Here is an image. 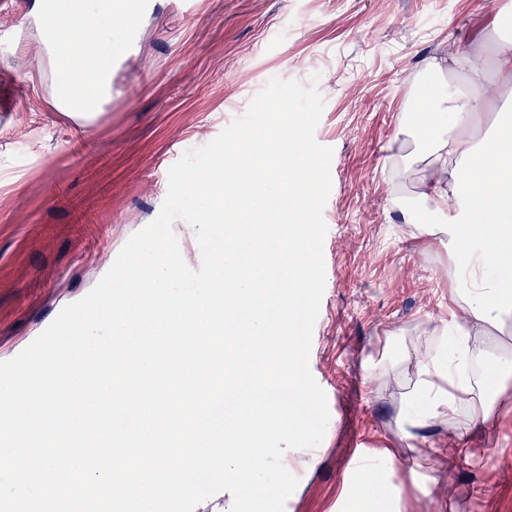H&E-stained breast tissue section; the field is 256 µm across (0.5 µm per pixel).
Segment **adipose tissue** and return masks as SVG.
Returning <instances> with one entry per match:
<instances>
[{
    "label": "adipose tissue",
    "mask_w": 512,
    "mask_h": 512,
    "mask_svg": "<svg viewBox=\"0 0 512 512\" xmlns=\"http://www.w3.org/2000/svg\"><path fill=\"white\" fill-rule=\"evenodd\" d=\"M123 0H46L41 12L44 38L53 44L67 85L79 88L84 111L96 112L110 87L111 61L79 39L78 18L103 20L121 15ZM439 80L438 94L403 108L401 132L419 145L416 153L396 152L393 172L414 185L422 203L446 214L443 224L421 225L419 232L447 245L454 255L450 299L457 311L439 331L405 344L390 340L379 357L364 366L367 380L388 370L413 367L411 388L402 394L397 426L404 439L415 440L428 427L458 419L468 407L469 420L488 419L495 386L506 391L512 361L493 360L480 378L469 376L480 355L479 338L504 331L512 320V122H497L491 136H474L497 102L500 89L512 87V47L499 48L494 60L496 82L470 57L452 56L450 66L430 61ZM463 72L465 90L453 89L444 69ZM401 512L402 493L395 471L370 464L358 470L342 499L344 512Z\"/></svg>",
    "instance_id": "obj_1"
}]
</instances>
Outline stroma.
Here are the masks:
<instances>
[{
    "label": "stroma",
    "instance_id": "35a3bbf8",
    "mask_svg": "<svg viewBox=\"0 0 512 512\" xmlns=\"http://www.w3.org/2000/svg\"><path fill=\"white\" fill-rule=\"evenodd\" d=\"M172 2L150 0L136 28L113 26L99 46L111 95L83 122L55 109L61 77L36 0H0V357L85 296L158 216L169 153L211 142L271 78L313 83L325 99L315 139L333 154L309 368L333 428L315 467L296 470L285 512H339L359 448L396 470L404 512H512V390L488 421L422 433L429 464L415 480L396 425L407 380L364 372L389 337L429 335L449 315L452 256L415 229L434 215L410 187L415 224L390 202L403 105L432 94L422 72L433 57L491 67L512 42L492 21L512 0H192L185 16Z\"/></svg>",
    "mask_w": 512,
    "mask_h": 512
}]
</instances>
